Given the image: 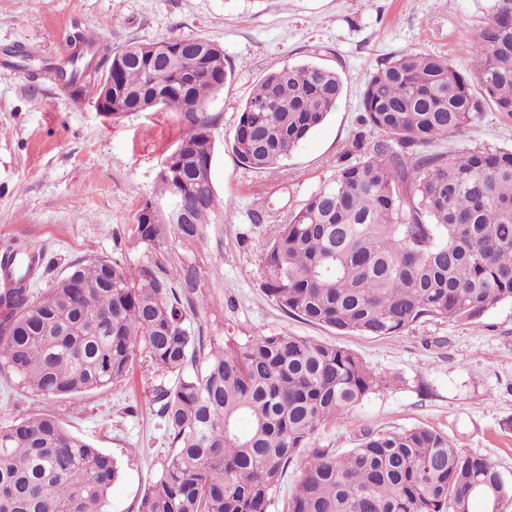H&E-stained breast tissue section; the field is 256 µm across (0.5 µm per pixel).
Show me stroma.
I'll use <instances>...</instances> for the list:
<instances>
[{
  "instance_id": "35a3bbf8",
  "label": "stroma",
  "mask_w": 512,
  "mask_h": 512,
  "mask_svg": "<svg viewBox=\"0 0 512 512\" xmlns=\"http://www.w3.org/2000/svg\"><path fill=\"white\" fill-rule=\"evenodd\" d=\"M496 0H0V243L37 251L34 293L73 264L104 258L134 271L165 256L194 262L206 306L188 314L217 342L287 332L357 353L385 388L313 438L343 452L367 430L428 426L465 454L494 460L512 478V302L473 319H423L390 338L342 334L283 312L262 286L264 245L315 192L331 183L358 128L361 93L378 64L401 50L448 57L468 70ZM102 33L112 49L130 43L205 37L224 48L231 76L209 102L212 182L224 208L196 251L166 241L133 243L145 203L167 215L158 193L162 162L186 131L173 112H100L93 91L69 96L50 72L28 73L10 49L45 61L72 51L76 34ZM316 62L336 70L343 91L326 122L274 170L240 166L231 142L242 107L267 72ZM512 150V116L486 108L462 136L437 151ZM160 377L137 352L126 380L102 391L49 399L0 375V427L50 413L118 466L109 512H138L170 449L156 416Z\"/></svg>"
}]
</instances>
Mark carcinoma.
Listing matches in <instances>:
<instances>
[{
	"instance_id": "obj_1",
	"label": "carcinoma",
	"mask_w": 512,
	"mask_h": 512,
	"mask_svg": "<svg viewBox=\"0 0 512 512\" xmlns=\"http://www.w3.org/2000/svg\"><path fill=\"white\" fill-rule=\"evenodd\" d=\"M465 72L446 57L401 51L365 81L359 128L331 185L276 225L261 256L263 285L285 313L364 336H399L427 317L470 319L512 301V151L433 150L461 136L485 107L512 116V7L477 34ZM74 98L97 70L112 71V116L166 109L187 132L163 160V195L181 197L190 223L144 222L136 242L165 232L185 249L205 243L224 208L212 179L207 100L228 77L224 48L206 38L109 44L75 37L61 65L46 62ZM478 86L480 93L473 91ZM339 75L315 63L275 69L242 108L231 150L244 169L278 167L336 108ZM41 256L0 255V370L45 397L103 390L122 381L137 351L172 382L154 389L171 455L138 512H267L289 465L299 461L288 512H471L495 488L500 512L512 480L464 454L432 428L366 431L343 453L313 446L328 422L384 385L356 353L288 333L217 345L185 323L204 304L198 267L163 260L131 273L87 260L43 297L30 291ZM112 456L49 413L0 427V512H107L117 479Z\"/></svg>"
}]
</instances>
